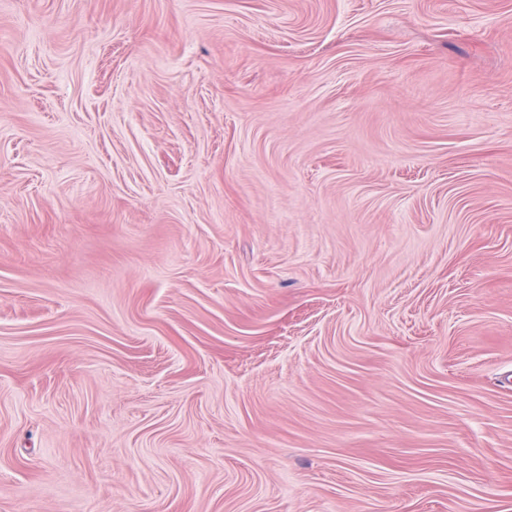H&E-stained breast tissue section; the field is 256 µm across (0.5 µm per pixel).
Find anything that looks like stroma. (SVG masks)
I'll return each instance as SVG.
<instances>
[{
	"instance_id": "35a3bbf8",
	"label": "stroma",
	"mask_w": 512,
	"mask_h": 512,
	"mask_svg": "<svg viewBox=\"0 0 512 512\" xmlns=\"http://www.w3.org/2000/svg\"><path fill=\"white\" fill-rule=\"evenodd\" d=\"M0 512H512V0H0Z\"/></svg>"
}]
</instances>
